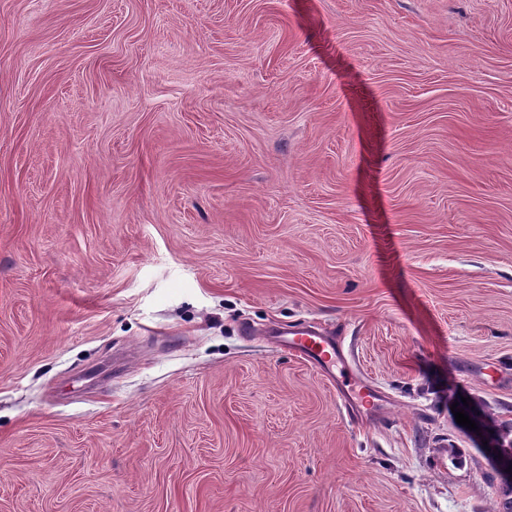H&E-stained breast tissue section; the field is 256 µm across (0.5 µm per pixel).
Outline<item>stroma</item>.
I'll use <instances>...</instances> for the list:
<instances>
[{
    "instance_id": "35a3bbf8",
    "label": "stroma",
    "mask_w": 512,
    "mask_h": 512,
    "mask_svg": "<svg viewBox=\"0 0 512 512\" xmlns=\"http://www.w3.org/2000/svg\"><path fill=\"white\" fill-rule=\"evenodd\" d=\"M461 396L512 423V0H0V512H494ZM275 338L286 349L298 353L324 375L335 376L336 364L343 361L335 344L321 332H276Z\"/></svg>"
}]
</instances>
